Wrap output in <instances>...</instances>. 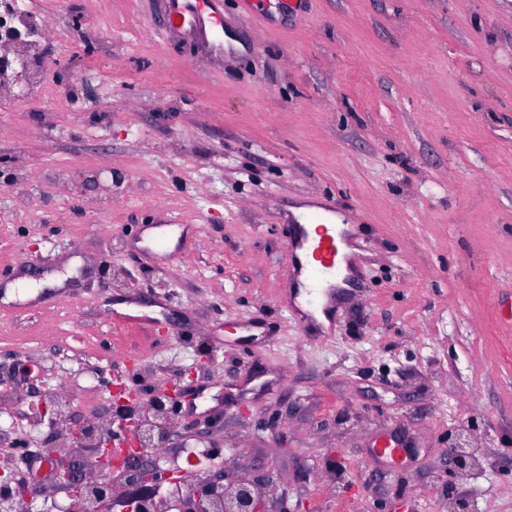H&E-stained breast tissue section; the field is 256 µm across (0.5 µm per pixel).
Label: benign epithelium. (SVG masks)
Instances as JSON below:
<instances>
[{
  "mask_svg": "<svg viewBox=\"0 0 512 512\" xmlns=\"http://www.w3.org/2000/svg\"><path fill=\"white\" fill-rule=\"evenodd\" d=\"M214 364L211 354L202 353L180 376L151 392L121 378L109 379L104 369L98 371L99 382L110 394L113 412L118 418L117 428L99 435L88 427L76 426L72 429V438L77 443H93L99 462L108 469V476L106 481L92 486L82 480L75 463L66 458L60 460L57 469L68 487L69 498L83 500L89 496L97 504L94 512H108L114 504L113 484L131 475L135 485L145 493L123 500L127 505L140 503L137 510L127 508L125 512H151L155 499L150 490L167 482L189 486L186 512H289L286 500L271 504L264 494L265 487L245 475L221 471L201 478L192 456L186 457V466L172 469L147 460L146 449L168 445L167 421L180 408L185 394L183 381L195 378ZM143 408L154 410L155 420H145L141 413ZM476 464L473 454L465 448L458 450L453 458V466L460 473Z\"/></svg>",
  "mask_w": 512,
  "mask_h": 512,
  "instance_id": "1",
  "label": "benign epithelium"
}]
</instances>
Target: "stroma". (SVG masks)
<instances>
[{
  "label": "stroma",
  "instance_id": "35a3bbf8",
  "mask_svg": "<svg viewBox=\"0 0 512 512\" xmlns=\"http://www.w3.org/2000/svg\"><path fill=\"white\" fill-rule=\"evenodd\" d=\"M34 2L49 91L0 103V287L62 281L0 300L13 489L67 502L51 448L96 476L68 430L113 426L97 369L159 387L207 351L168 457L221 446L215 470L273 473L306 512H512V0H216L220 52L167 0ZM306 200L363 253L326 325L289 286ZM42 400L54 416L14 426Z\"/></svg>",
  "mask_w": 512,
  "mask_h": 512
}]
</instances>
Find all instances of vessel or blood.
<instances>
[{"instance_id":"obj_1","label":"vessel or blood","mask_w":512,"mask_h":512,"mask_svg":"<svg viewBox=\"0 0 512 512\" xmlns=\"http://www.w3.org/2000/svg\"><path fill=\"white\" fill-rule=\"evenodd\" d=\"M168 21L179 28L205 33L208 26L216 21L213 0H168ZM308 248L310 259L306 266L308 291L324 300H331L330 278L339 271V243L327 225L319 223L314 227L311 241L292 236L288 239L287 262L290 269H297L296 251Z\"/></svg>"}]
</instances>
